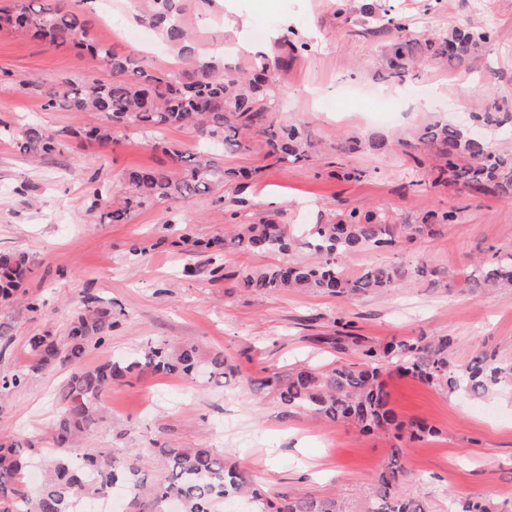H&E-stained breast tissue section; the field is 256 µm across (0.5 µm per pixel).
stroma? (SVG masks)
I'll list each match as a JSON object with an SVG mask.
<instances>
[{"label":"stroma","mask_w":512,"mask_h":512,"mask_svg":"<svg viewBox=\"0 0 512 512\" xmlns=\"http://www.w3.org/2000/svg\"><path fill=\"white\" fill-rule=\"evenodd\" d=\"M337 3L180 0L201 59L241 71L297 45L275 104L281 119L309 130L315 149L308 161L285 169L266 158L260 137H252L249 152L222 155L225 167L257 171L246 187L225 186L223 203L211 195L183 207L160 202L135 211L126 224L98 220L119 200L125 174L171 167L163 144L192 143V134L174 128L145 137L127 130L104 145L73 137V129L104 125V117L45 109L44 92L63 81L99 77L100 63L84 52L0 31V121L15 130L34 124L67 134L52 155L23 152L15 138L0 134V252L25 254L31 267L22 299L0 307V324L8 328L0 337V375L26 364L29 336H65L72 315L94 300L110 308L119 325L103 345L88 347L84 366L125 357L150 341L177 346L190 338L202 356L223 352L235 372L219 384L202 368L191 379L141 375L113 385L92 430L78 441L80 451L211 447L250 474L266 495L309 493L361 512L398 447L411 477L407 490L428 512H455L466 498L512 512V393L472 399L412 377L388 376L399 418L425 421L436 431L420 442H400L314 418L250 384L302 362L354 363L365 347L394 337L450 336L451 358L459 365L484 349L512 358V288L488 291L467 283L471 257L487 260L512 250V200L473 198L454 185L428 187L427 168L399 145L432 119L468 123L477 88L512 104V0H351L347 17L337 15ZM51 4L76 9L95 39L136 53L147 69L175 64L136 0ZM387 14L401 18L412 38L445 30L463 16L493 26L496 36L472 70L433 62L399 86L381 74L382 48L390 37ZM344 135L376 136L385 146L340 154L336 144ZM339 166L365 175L337 178ZM450 203L461 207V219L439 235L345 260L354 272L376 263L423 264L443 273L442 288L420 278L402 290L349 301L246 291L236 272L278 263V256L233 251L224 259L223 275L215 277L205 255L182 242L186 236H223L229 218L300 228L329 209L365 211L384 204L404 216ZM143 239L151 250L133 251ZM33 300L40 313L28 311ZM340 319L352 322L351 336L339 337ZM70 373V366L57 364L1 395L0 441L52 447L50 429Z\"/></svg>","instance_id":"1"}]
</instances>
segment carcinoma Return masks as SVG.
<instances>
[{"instance_id": "carcinoma-1", "label": "carcinoma", "mask_w": 512, "mask_h": 512, "mask_svg": "<svg viewBox=\"0 0 512 512\" xmlns=\"http://www.w3.org/2000/svg\"><path fill=\"white\" fill-rule=\"evenodd\" d=\"M152 19L165 39L178 47L186 66L171 71H148L133 53H119L112 46L93 39L81 16L75 12L38 7L17 0L0 7V29H17L44 40L48 45L71 47L98 59L103 77L84 85L66 82L45 91L46 106L70 112H99L110 122L94 127L86 137L99 142L125 127L160 132L187 129L205 140L220 143L227 152L247 148L245 134L252 131L263 138L267 157L287 168L308 160L313 143L305 128L274 117L271 95L279 72L288 70V58L262 62L248 71L230 73L213 60L202 61L186 30L176 0H146ZM387 24L395 35L383 48V78L405 84L413 76L420 58L443 60L469 70L495 35L494 28L468 20L449 33L434 32L410 38L406 27L393 17ZM481 100L472 113L475 130L443 121L429 122L417 129L414 141H403L404 150H415L418 165L425 158L435 161L433 184H460L477 196L512 199V150L497 147L491 132L512 136V108L496 100ZM60 135L29 126L23 131L20 149L52 154L60 149ZM380 148L376 138L345 139L336 151L356 153ZM173 167L140 168L129 172L121 201L100 214V221L125 224L130 215L159 202L185 205L199 195L213 193L232 181L248 180L247 169L228 170L212 153L200 146L180 144L165 148ZM460 209L454 205L440 211L415 215L404 224L395 221L393 211L383 204L343 215L331 211L298 236L286 224L263 221L235 224L224 238L194 241L212 266V273L224 270L228 251L264 252L285 260L268 268L236 274L239 286L263 292L305 291L341 299H353L370 291L388 292L407 286L425 266L408 268L401 264H374L357 273L341 262L347 254L365 249L396 246L418 237L434 236L437 228L455 224ZM306 248L314 259L298 262L287 258ZM30 273L28 258L20 253L0 252V301L7 302L21 288ZM472 281L477 286L511 288L512 252L475 266ZM117 323L112 310L87 307L74 316L67 336H31L30 360L22 369L0 377V395L23 385L26 380L59 361L73 365L61 392L62 411L52 428L56 447L49 449L48 467L40 487L32 492L24 483L28 455L17 443L0 444V512H77L79 500L95 497L118 483L131 487L138 500L146 489L141 478L140 457L163 456L168 474L152 487L158 503L170 499L181 505L180 512H211L228 496L251 495L255 512H345L338 499H318L307 493L270 497L255 488L252 478L224 461L215 448H143L137 456L129 448H103L79 453L72 445L81 439L97 419L99 403L112 385L132 373L194 376L201 363L197 346L184 342L172 348L164 343L148 344L123 361H108L94 368L80 365L90 343L102 344ZM449 336H417L392 339L382 346L362 351L357 363L331 368L301 365L284 374L271 373L253 380L258 391L273 389L281 402L303 409L336 424H351L366 435L391 434L410 441L433 436L436 430L419 422L398 418L390 403L384 375L413 377L470 398H483L503 387H512V362L498 359L494 350H483L467 364L458 366L450 356ZM212 377H225L233 367L216 352L207 359ZM401 448L392 450L389 464L376 477V491L364 512H426L422 503L405 489L408 475L399 465ZM459 512H495L488 501L465 499Z\"/></svg>"}]
</instances>
